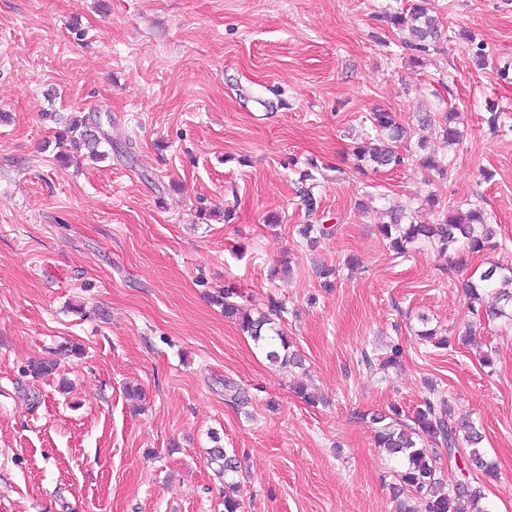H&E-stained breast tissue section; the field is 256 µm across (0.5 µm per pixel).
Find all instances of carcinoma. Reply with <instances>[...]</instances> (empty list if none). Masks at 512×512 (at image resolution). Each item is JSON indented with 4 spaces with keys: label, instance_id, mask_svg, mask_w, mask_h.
Listing matches in <instances>:
<instances>
[{
    "label": "carcinoma",
    "instance_id": "carcinoma-1",
    "mask_svg": "<svg viewBox=\"0 0 512 512\" xmlns=\"http://www.w3.org/2000/svg\"><path fill=\"white\" fill-rule=\"evenodd\" d=\"M391 26L408 32L406 45L418 52H426L441 38L439 21L428 15L427 9L414 3L408 11H394L385 15ZM457 112L425 114L423 124L430 126L437 122L441 128L444 145L451 148L460 141V132L453 126ZM65 128L61 137L68 138L71 147L100 159L104 152L99 150L103 143L112 144V136L97 135L96 124L91 117L73 116L65 119ZM374 135L353 149L357 166L361 169L371 167L398 169L405 166L406 157L399 149V143L407 138L408 131L396 121L395 115L384 110L371 113ZM420 166L429 174L440 179L448 172V157L436 151L428 152L419 159ZM389 223L378 225L380 235L388 241L389 248L396 255H404L408 247L416 242L433 243L442 254L448 255V269H458L463 259L460 252L467 250L480 253L489 247L494 232L485 212L479 208L461 211L447 208L442 219L435 224H418L399 209L388 211ZM463 288L468 298L470 310L474 315H486L491 319L506 318L512 321V266L491 262L475 279L469 278ZM494 295V303L485 304L486 296ZM237 292L232 288L224 289L221 301L224 317L231 319L242 333L255 343L262 345L268 361L283 367L300 368L303 366L301 355L292 350L288 336L277 329L283 305L271 300L267 311L253 316L250 310L235 300ZM422 340L433 342L438 348H446L457 342L468 345L470 336H437L433 329L419 332ZM401 348L390 346V352L373 359L363 356L368 368L386 370L399 362ZM58 368V361L42 358L30 362L27 372L34 378L52 376ZM428 390L422 402L412 414L403 416L404 410L391 406L386 412H373L361 419H370L375 425V439L378 447L388 456L396 459L399 468L394 470V482L390 484L393 498L397 502L398 512H489L484 503L483 484L496 476L495 464L488 460L481 448L483 435L474 422H459L449 400L429 381ZM224 397L233 405L243 408L248 404V392L234 382L224 380ZM448 452V461L458 460L464 463L461 468L463 478L445 488L440 478L439 462L443 452ZM210 462L219 467L224 475V512H240V500L231 495L237 489V483L230 480L238 472V459L222 448L209 451Z\"/></svg>",
    "mask_w": 512,
    "mask_h": 512
}]
</instances>
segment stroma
I'll return each instance as SVG.
<instances>
[{"label":"stroma","instance_id":"obj_1","mask_svg":"<svg viewBox=\"0 0 512 512\" xmlns=\"http://www.w3.org/2000/svg\"><path fill=\"white\" fill-rule=\"evenodd\" d=\"M410 2L0 0V512H222L214 446L241 461L242 512H396L365 416L412 411L429 380L480 425L498 468L486 503L512 512V323L470 313L460 288L484 259L512 265V0H425L444 28L421 55L384 19ZM451 106L464 137L432 182L417 143L439 132L419 117ZM378 109L411 130L406 168L355 165ZM55 112L99 114L120 149L63 165ZM432 193L482 207L496 249L456 271L424 241L394 257L387 208L430 224ZM308 223L333 232L309 247ZM228 287L255 312L283 302L303 369L225 318ZM426 325L472 327V343L435 348ZM391 342L397 366L362 364ZM71 346L56 375L27 374Z\"/></svg>","mask_w":512,"mask_h":512}]
</instances>
